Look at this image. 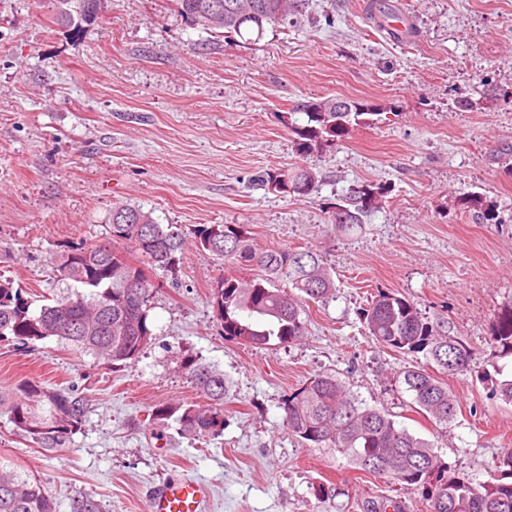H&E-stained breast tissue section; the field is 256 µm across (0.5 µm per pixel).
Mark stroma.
Here are the masks:
<instances>
[{"instance_id":"1","label":"stroma","mask_w":512,"mask_h":512,"mask_svg":"<svg viewBox=\"0 0 512 512\" xmlns=\"http://www.w3.org/2000/svg\"><path fill=\"white\" fill-rule=\"evenodd\" d=\"M369 2L307 0L298 23L248 42L200 29L173 0H100L78 26L56 23L57 0H0V275L34 306L67 292L63 245L103 240L120 204L187 234L241 224L259 249L312 247L336 282L333 300L308 306L300 341L253 348L225 338L211 303L219 278L250 268L191 247L173 270L150 273L154 338L134 364L103 366L53 338L0 343V389L36 380L90 401L82 431L54 452L0 414V470L37 479L57 512L83 493L103 512H146L150 490L181 476L204 487L206 512H365L385 498L428 512L421 491L288 432L283 399L323 372L434 442L449 472L473 483L512 449V404L490 381L492 328L512 304V0H386L408 27L398 37L370 20ZM312 97L385 111L316 158L317 191H269L261 175L304 162L288 114ZM358 181L388 193L343 233L329 211ZM471 195L478 205L461 206ZM380 290L469 350L468 372L447 379L459 402L448 425L413 411L400 379L423 354L385 349L364 326ZM186 356L231 383L218 438L151 419L156 405L198 401Z\"/></svg>"}]
</instances>
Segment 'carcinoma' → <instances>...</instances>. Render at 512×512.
<instances>
[{
  "mask_svg": "<svg viewBox=\"0 0 512 512\" xmlns=\"http://www.w3.org/2000/svg\"><path fill=\"white\" fill-rule=\"evenodd\" d=\"M98 0H59L74 4L58 12L69 25L97 15ZM195 25L215 33L261 37L265 25H286L302 13L305 0H174ZM306 124L290 123L297 151L304 156L325 153L350 131L381 115V106L347 98L309 99L296 105ZM320 171L313 166L266 172L262 183L283 194L307 196L317 188ZM385 190L367 182L349 186L335 206L346 220L331 222L344 229L364 223L379 208ZM109 237L87 246L70 243L58 256L57 271L72 291L35 312L21 286L0 278V342L30 345L48 337L70 343L105 366L137 361L151 343L150 310L156 286L151 269H174L188 246L207 251L221 263L244 264L257 271L251 279L225 275L212 289L213 306L224 337L265 347L286 345L306 331L304 307L334 298L336 283L322 254L311 247L258 249L238 224H200L193 240L175 224H159L138 206L122 205L108 218ZM376 342L400 353H421L437 366L402 371L417 412L442 425L452 422L457 401L445 378L468 371L470 354L459 341L443 336L409 300L378 292L363 312ZM497 358L512 359V305L493 327ZM203 405L161 404L153 420H171L180 433L219 437L224 432V400L229 387L224 372L187 358L181 363ZM89 400L70 389L25 381L0 391V411L20 435L44 451L66 448L87 421ZM283 421L293 436L313 448H329L350 467L386 477L403 490H423L429 512H512V450L498 459L499 476L475 486L465 474H448L433 445L397 426L393 415L370 406L332 373L309 378L282 402ZM0 512H56V502L36 481L11 471L0 473ZM73 512H103L89 494L76 497Z\"/></svg>",
  "mask_w": 512,
  "mask_h": 512,
  "instance_id": "cac0c4a2",
  "label": "carcinoma"
}]
</instances>
